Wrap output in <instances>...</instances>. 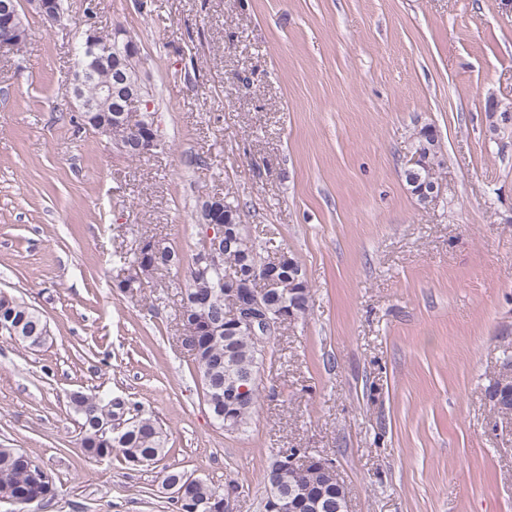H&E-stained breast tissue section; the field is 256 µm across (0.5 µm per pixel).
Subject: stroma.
<instances>
[{"label":"stroma","instance_id":"obj_1","mask_svg":"<svg viewBox=\"0 0 512 512\" xmlns=\"http://www.w3.org/2000/svg\"><path fill=\"white\" fill-rule=\"evenodd\" d=\"M64 0L22 10L0 50V294L37 310L38 348L0 336V445L55 494L29 512H176L175 468L259 512L281 448L331 459L349 512H512V415L486 390L512 351V0ZM138 43L161 146L129 158L65 97L87 21ZM446 165L419 203L417 129ZM237 199L259 243L303 268L246 430L217 428L178 339L199 199ZM179 266L120 289L141 240ZM139 402L162 462L96 460L74 392Z\"/></svg>","mask_w":512,"mask_h":512}]
</instances>
